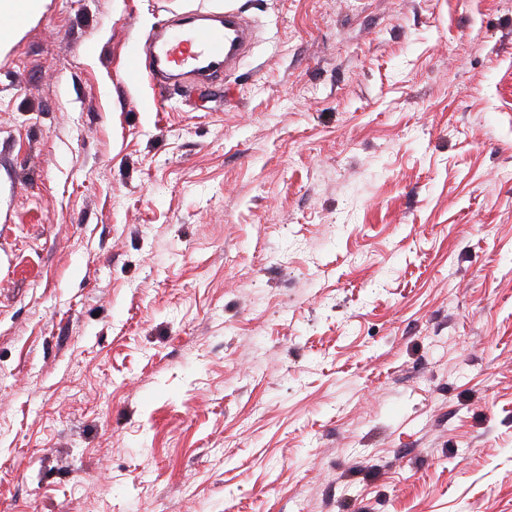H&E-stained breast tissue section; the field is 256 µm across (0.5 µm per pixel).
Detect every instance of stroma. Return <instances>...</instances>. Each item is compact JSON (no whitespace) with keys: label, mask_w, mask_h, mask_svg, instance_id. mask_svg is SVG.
<instances>
[{"label":"stroma","mask_w":512,"mask_h":512,"mask_svg":"<svg viewBox=\"0 0 512 512\" xmlns=\"http://www.w3.org/2000/svg\"><path fill=\"white\" fill-rule=\"evenodd\" d=\"M209 8L0 49V512H512V0ZM178 27L155 32L144 57L129 58L128 76L137 77L143 70L153 79L190 74L201 80V86H209L224 75L229 56L250 33L249 21L237 13H225L224 19L193 17Z\"/></svg>","instance_id":"1"}]
</instances>
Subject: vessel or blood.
Returning a JSON list of instances; mask_svg holds the SVG:
<instances>
[{
  "mask_svg": "<svg viewBox=\"0 0 512 512\" xmlns=\"http://www.w3.org/2000/svg\"><path fill=\"white\" fill-rule=\"evenodd\" d=\"M250 24L240 14L224 18L193 17L177 30L167 28L154 33L144 55L132 56L127 63L128 76L193 75L202 85H210L223 76L229 56L248 38Z\"/></svg>",
  "mask_w": 512,
  "mask_h": 512,
  "instance_id": "b4317fda",
  "label": "vessel or blood"
}]
</instances>
